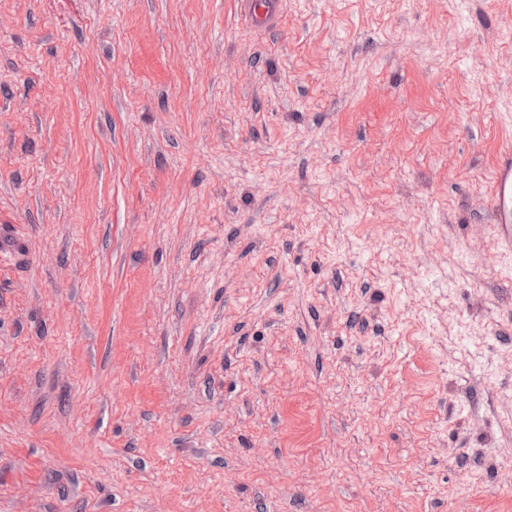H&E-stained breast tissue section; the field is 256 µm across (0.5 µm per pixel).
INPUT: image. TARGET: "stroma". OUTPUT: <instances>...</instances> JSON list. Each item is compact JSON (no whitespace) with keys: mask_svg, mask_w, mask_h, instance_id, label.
Here are the masks:
<instances>
[{"mask_svg":"<svg viewBox=\"0 0 512 512\" xmlns=\"http://www.w3.org/2000/svg\"><path fill=\"white\" fill-rule=\"evenodd\" d=\"M512 0H0V512H512ZM281 0H239L241 11L257 26L275 24L281 14ZM492 221L504 250L512 249V147L502 149L493 173Z\"/></svg>","mask_w":512,"mask_h":512,"instance_id":"1","label":"stroma"}]
</instances>
